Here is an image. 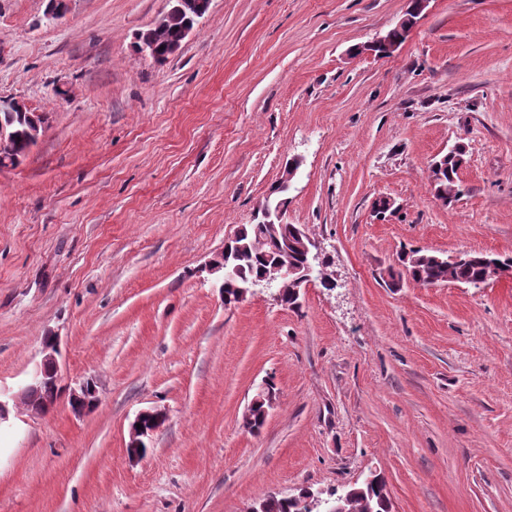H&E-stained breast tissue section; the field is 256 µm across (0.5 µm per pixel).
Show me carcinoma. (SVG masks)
Listing matches in <instances>:
<instances>
[{"label": "carcinoma", "mask_w": 512, "mask_h": 512, "mask_svg": "<svg viewBox=\"0 0 512 512\" xmlns=\"http://www.w3.org/2000/svg\"><path fill=\"white\" fill-rule=\"evenodd\" d=\"M183 22L178 16L172 17L164 26H153L138 33L137 39L146 40L156 49L166 47L181 38ZM0 119L7 126L11 138L14 157L20 159L26 155L32 142L28 134V121L21 117L10 118L0 110ZM441 176L432 181L435 194L459 196L461 189L456 163L448 158L442 163ZM305 230L298 224H245L236 233L232 242L233 264L239 267L242 280L267 278L273 275L274 268L283 260L292 264L304 261L303 253L298 249V236ZM490 274L488 265L482 261V255L471 253L460 260L450 261L423 250L401 253L399 268L388 272L391 284L413 282L428 287L442 283L458 282L465 284L483 283ZM268 397L255 398L244 417V424L251 430H259L267 417ZM346 512H391L385 480L375 475L369 482L349 487L342 492ZM259 512H319L314 503L297 505L289 496L270 494L258 503Z\"/></svg>", "instance_id": "1"}]
</instances>
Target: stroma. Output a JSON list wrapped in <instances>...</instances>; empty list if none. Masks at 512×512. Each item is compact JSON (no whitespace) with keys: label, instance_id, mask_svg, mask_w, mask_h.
<instances>
[{"label":"stroma","instance_id":"stroma-1","mask_svg":"<svg viewBox=\"0 0 512 512\" xmlns=\"http://www.w3.org/2000/svg\"><path fill=\"white\" fill-rule=\"evenodd\" d=\"M409 5L212 0L158 64L135 35L168 0H0V102L48 117L0 167V389L52 334L62 386L99 397L10 405L0 512H248L372 474L392 512H512V278L387 276L405 248L512 255V0H430L391 56L352 55ZM457 144L445 206L430 164ZM295 157L285 220L336 285L225 306L202 267ZM145 410L167 420L132 462ZM95 385L90 381L76 383L68 393V402L72 412L81 415L89 412L98 402ZM269 386L267 394L256 395L257 398H254L248 409V413L244 417V424L250 427L251 431L259 430L266 420L269 400L267 395L276 393L274 384H270Z\"/></svg>","mask_w":512,"mask_h":512}]
</instances>
